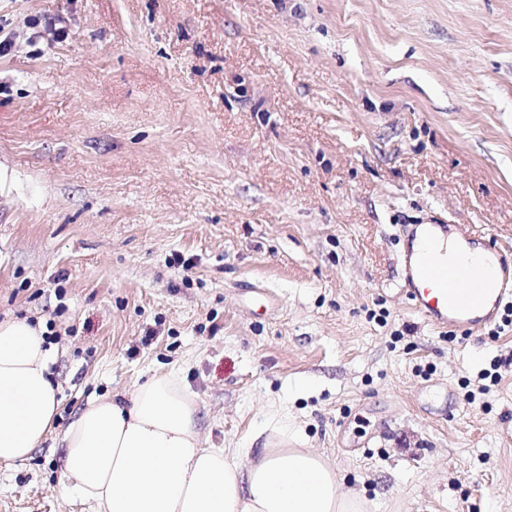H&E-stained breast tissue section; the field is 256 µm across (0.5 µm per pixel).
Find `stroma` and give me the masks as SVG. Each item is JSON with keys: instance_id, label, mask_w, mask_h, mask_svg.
<instances>
[{"instance_id": "stroma-1", "label": "stroma", "mask_w": 512, "mask_h": 512, "mask_svg": "<svg viewBox=\"0 0 512 512\" xmlns=\"http://www.w3.org/2000/svg\"><path fill=\"white\" fill-rule=\"evenodd\" d=\"M5 37L0 321L50 325L59 411L0 512H90L62 432L169 371L203 447L286 412L368 512H512V332L402 290L413 225L512 247V0H0Z\"/></svg>"}]
</instances>
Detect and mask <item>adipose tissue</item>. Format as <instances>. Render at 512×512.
<instances>
[{"label": "adipose tissue", "instance_id": "obj_1", "mask_svg": "<svg viewBox=\"0 0 512 512\" xmlns=\"http://www.w3.org/2000/svg\"><path fill=\"white\" fill-rule=\"evenodd\" d=\"M42 324L0 321V463L24 462L58 409ZM199 402L176 373L130 398L89 400L61 436V485L93 512H364L327 458L281 415L263 448H205Z\"/></svg>", "mask_w": 512, "mask_h": 512}]
</instances>
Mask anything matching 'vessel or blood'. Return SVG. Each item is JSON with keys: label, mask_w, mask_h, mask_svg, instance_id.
<instances>
[{"label": "vessel or blood", "mask_w": 512, "mask_h": 512, "mask_svg": "<svg viewBox=\"0 0 512 512\" xmlns=\"http://www.w3.org/2000/svg\"><path fill=\"white\" fill-rule=\"evenodd\" d=\"M447 225L417 224L412 237L421 249L403 255L405 292L414 310L429 324L473 333L496 323L506 297H512V248L483 244L480 257L464 262L437 246Z\"/></svg>", "instance_id": "1"}]
</instances>
